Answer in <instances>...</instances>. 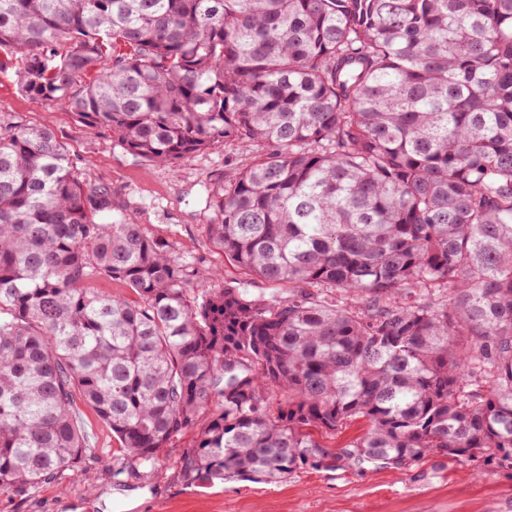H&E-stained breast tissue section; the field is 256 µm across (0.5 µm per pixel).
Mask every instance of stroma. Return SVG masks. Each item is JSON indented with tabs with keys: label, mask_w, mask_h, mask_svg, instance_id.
Here are the masks:
<instances>
[{
	"label": "stroma",
	"mask_w": 512,
	"mask_h": 512,
	"mask_svg": "<svg viewBox=\"0 0 512 512\" xmlns=\"http://www.w3.org/2000/svg\"><path fill=\"white\" fill-rule=\"evenodd\" d=\"M0 115L55 130L87 177L111 187L117 201L150 232L173 244L208 271L223 268L225 281L247 280L256 294L286 295V288L227 265L209 240V197L225 172L251 160L236 144H219L168 167L131 156L99 131L75 123L57 103L21 93L15 69L0 72ZM75 420L101 463H81L27 496L0 495V512H512V472L452 464L433 456L420 465L366 474L303 470L282 482L240 478L190 482L180 458L183 436L159 455L149 473L112 479L119 440L95 414L79 409Z\"/></svg>",
	"instance_id": "obj_1"
}]
</instances>
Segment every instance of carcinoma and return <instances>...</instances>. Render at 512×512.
<instances>
[{
    "mask_svg": "<svg viewBox=\"0 0 512 512\" xmlns=\"http://www.w3.org/2000/svg\"><path fill=\"white\" fill-rule=\"evenodd\" d=\"M15 53L142 161L252 151L209 239L288 295L194 289L54 130L0 118V494L100 460L80 404L116 482L190 431L189 480L512 471V0H0Z\"/></svg>",
    "mask_w": 512,
    "mask_h": 512,
    "instance_id": "obj_1",
    "label": "carcinoma"
}]
</instances>
